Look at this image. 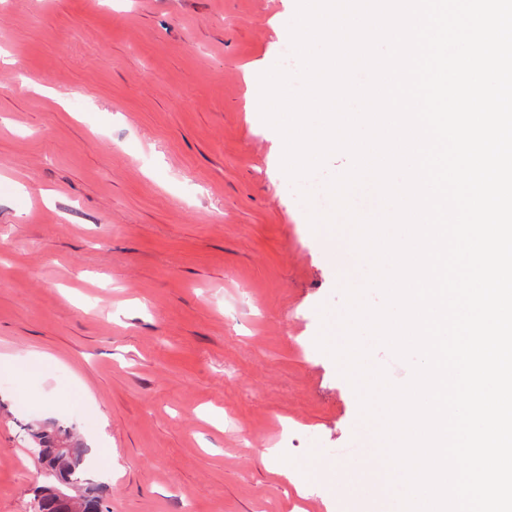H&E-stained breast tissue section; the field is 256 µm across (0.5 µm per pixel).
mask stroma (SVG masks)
Listing matches in <instances>:
<instances>
[{"mask_svg":"<svg viewBox=\"0 0 512 512\" xmlns=\"http://www.w3.org/2000/svg\"><path fill=\"white\" fill-rule=\"evenodd\" d=\"M295 12L0 0V512H34L44 423L109 512H291L296 477L319 512H393L386 468L341 454L377 441L315 344L361 263L312 231L259 114Z\"/></svg>","mask_w":512,"mask_h":512,"instance_id":"35a3bbf8","label":"stroma"}]
</instances>
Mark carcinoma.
<instances>
[{"instance_id": "obj_1", "label": "carcinoma", "mask_w": 512, "mask_h": 512, "mask_svg": "<svg viewBox=\"0 0 512 512\" xmlns=\"http://www.w3.org/2000/svg\"><path fill=\"white\" fill-rule=\"evenodd\" d=\"M31 440L40 449L37 460L55 481L40 490L35 512H90V505L101 503L105 486L84 483L87 448L77 438H69L68 449L60 452L57 428L44 425L32 430Z\"/></svg>"}]
</instances>
